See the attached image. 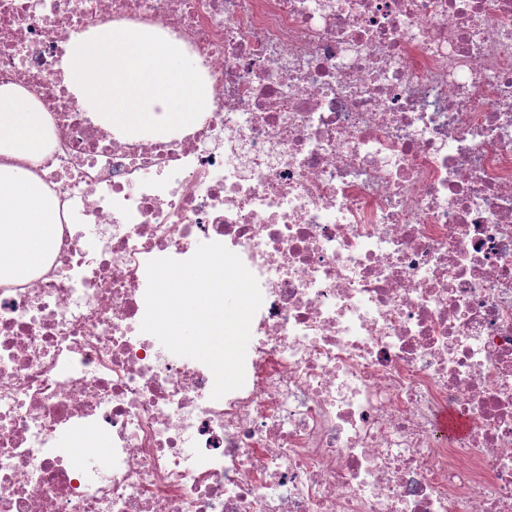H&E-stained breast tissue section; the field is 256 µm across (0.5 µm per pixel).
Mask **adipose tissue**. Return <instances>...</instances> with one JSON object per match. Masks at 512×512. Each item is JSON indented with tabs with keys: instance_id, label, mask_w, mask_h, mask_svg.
I'll return each instance as SVG.
<instances>
[{
	"instance_id": "obj_1",
	"label": "adipose tissue",
	"mask_w": 512,
	"mask_h": 512,
	"mask_svg": "<svg viewBox=\"0 0 512 512\" xmlns=\"http://www.w3.org/2000/svg\"><path fill=\"white\" fill-rule=\"evenodd\" d=\"M49 123L23 89L0 87V279L41 270L54 222V204L28 163L41 160Z\"/></svg>"
}]
</instances>
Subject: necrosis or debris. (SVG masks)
Here are the masks:
<instances>
[{
    "label": "necrosis or debris",
    "mask_w": 512,
    "mask_h": 512,
    "mask_svg": "<svg viewBox=\"0 0 512 512\" xmlns=\"http://www.w3.org/2000/svg\"><path fill=\"white\" fill-rule=\"evenodd\" d=\"M99 23L180 42L212 110L83 111ZM7 84L58 222L0 282V512H512V0H0ZM205 242L263 296L217 400L141 330L147 263ZM90 428L101 468L58 443Z\"/></svg>",
    "instance_id": "4bbe7bcc"
}]
</instances>
